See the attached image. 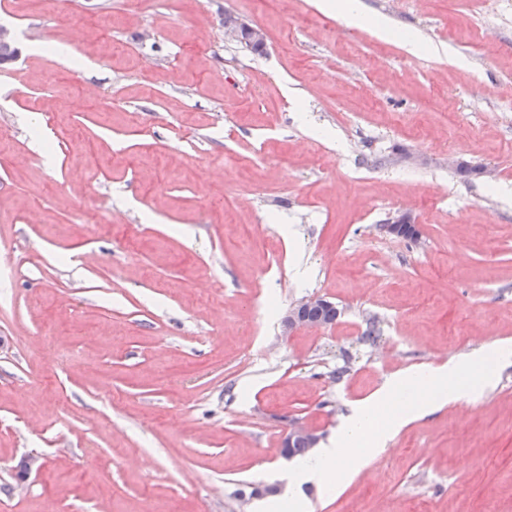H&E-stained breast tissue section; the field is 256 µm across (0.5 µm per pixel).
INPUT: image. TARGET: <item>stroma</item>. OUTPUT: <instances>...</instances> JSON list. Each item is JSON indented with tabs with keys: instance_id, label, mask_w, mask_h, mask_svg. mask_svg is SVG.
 I'll use <instances>...</instances> for the list:
<instances>
[{
	"instance_id": "obj_1",
	"label": "stroma",
	"mask_w": 512,
	"mask_h": 512,
	"mask_svg": "<svg viewBox=\"0 0 512 512\" xmlns=\"http://www.w3.org/2000/svg\"><path fill=\"white\" fill-rule=\"evenodd\" d=\"M317 2L0 0V512H260L289 420L328 439L393 373L512 342V0H364L420 55ZM315 295L336 322L283 335ZM301 492L512 512V365ZM245 34H248L253 41L265 42V34L261 28L250 26L234 17L224 21L225 39L243 41ZM412 217L408 214H401L392 219L383 226V229L389 235L400 238H409L414 242H418L421 237V231L418 224H413ZM409 233V234H405Z\"/></svg>"
}]
</instances>
